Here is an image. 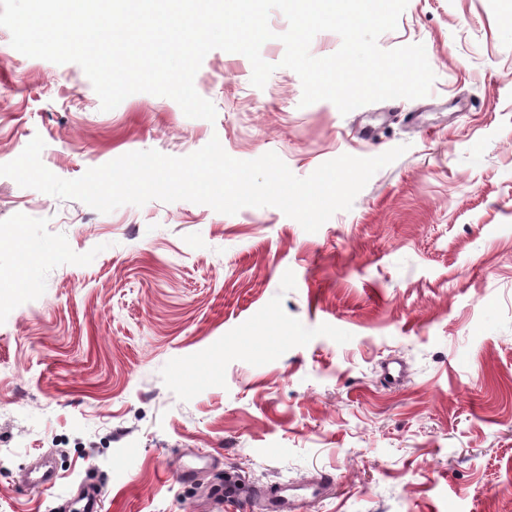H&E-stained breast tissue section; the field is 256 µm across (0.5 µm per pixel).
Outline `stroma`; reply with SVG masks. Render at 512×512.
<instances>
[{"label": "stroma", "mask_w": 512, "mask_h": 512, "mask_svg": "<svg viewBox=\"0 0 512 512\" xmlns=\"http://www.w3.org/2000/svg\"><path fill=\"white\" fill-rule=\"evenodd\" d=\"M269 26L264 88L246 57L205 56L212 122L148 93L101 111L78 64L0 27V164L37 135L64 179L214 137L300 178L406 148L314 233L271 206L102 214L0 176V228L19 229L0 239V512L89 484L102 512H237L212 502L226 476L260 494L324 473L337 485L295 512H512V0H408L378 45L423 44L430 94L346 115L301 106L288 21ZM45 454L56 484L22 483Z\"/></svg>", "instance_id": "obj_1"}]
</instances>
